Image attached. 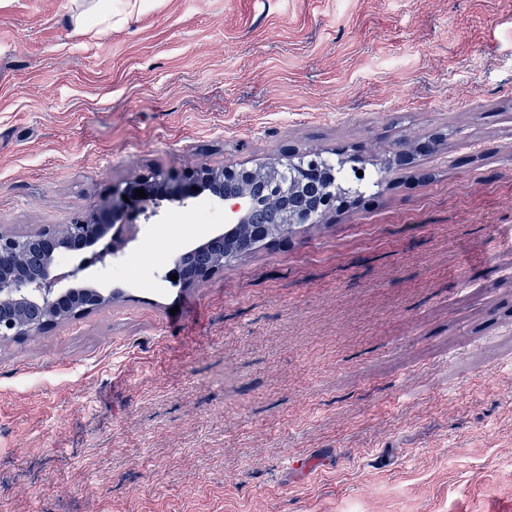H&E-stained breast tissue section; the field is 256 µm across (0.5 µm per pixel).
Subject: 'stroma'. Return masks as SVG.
I'll return each mask as SVG.
<instances>
[{"instance_id":"obj_1","label":"stroma","mask_w":512,"mask_h":512,"mask_svg":"<svg viewBox=\"0 0 512 512\" xmlns=\"http://www.w3.org/2000/svg\"><path fill=\"white\" fill-rule=\"evenodd\" d=\"M87 6L0 0V229L311 150L384 184L189 287L224 208L164 210L111 304L0 341V512H512V0ZM69 20L77 27L90 24L93 27H102L99 31H105L112 26V6L95 12L93 9L71 15Z\"/></svg>"}]
</instances>
